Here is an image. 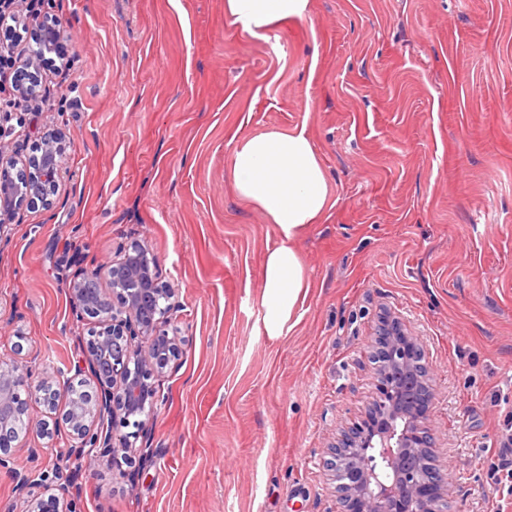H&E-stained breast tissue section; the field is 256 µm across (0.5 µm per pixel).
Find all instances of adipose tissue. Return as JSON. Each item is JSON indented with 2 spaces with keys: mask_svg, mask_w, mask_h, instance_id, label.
<instances>
[{
  "mask_svg": "<svg viewBox=\"0 0 512 512\" xmlns=\"http://www.w3.org/2000/svg\"><path fill=\"white\" fill-rule=\"evenodd\" d=\"M311 0H224V14L244 34L259 36L310 15ZM230 175L236 192L261 210L277 238L262 264V325L266 336L286 335L308 291L297 241L330 207L319 153L306 128L269 129L238 139Z\"/></svg>",
  "mask_w": 512,
  "mask_h": 512,
  "instance_id": "ef3b65f1",
  "label": "adipose tissue"
}]
</instances>
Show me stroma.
<instances>
[{
    "label": "stroma",
    "mask_w": 512,
    "mask_h": 512,
    "mask_svg": "<svg viewBox=\"0 0 512 512\" xmlns=\"http://www.w3.org/2000/svg\"><path fill=\"white\" fill-rule=\"evenodd\" d=\"M73 33L44 71L19 159L70 141L53 208L0 235V353L67 369L64 261L148 244L180 289L144 474L82 472L81 512H339L323 466L375 392L382 314L419 336L448 512H512V0H311L241 33L224 0H50ZM306 125L333 205L299 240L310 288L259 327L264 214L233 189L235 139Z\"/></svg>",
    "instance_id": "1"
}]
</instances>
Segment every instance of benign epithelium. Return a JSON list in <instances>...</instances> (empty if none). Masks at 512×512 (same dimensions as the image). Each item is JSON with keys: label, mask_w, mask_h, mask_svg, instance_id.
<instances>
[{"label": "benign epithelium", "mask_w": 512, "mask_h": 512, "mask_svg": "<svg viewBox=\"0 0 512 512\" xmlns=\"http://www.w3.org/2000/svg\"><path fill=\"white\" fill-rule=\"evenodd\" d=\"M40 55L18 62L30 83L18 84L16 94L36 102L41 96L42 61L54 54L63 38L58 21L36 25ZM18 136L0 129V232L19 217L23 207L41 203L50 208L67 176L65 138L56 132L44 138L40 154L21 164L16 158ZM68 281L76 317L89 326L82 357L57 372V380H36L32 370L8 354L0 355V413L25 392L28 398L54 410L73 380L86 376L92 391L86 401L75 400L63 411L60 424L69 437L65 453L54 464L60 483L47 486L32 479L33 469L19 468L10 454L12 444L0 445V469L14 474L18 512H76L78 473L103 462L128 465L147 462L144 447H136L123 428L145 427L157 405L161 377L179 354V338L166 324L179 308L178 289L162 279L157 257L136 245L106 265L87 267L74 256ZM106 281L96 295L85 284ZM376 336L383 337L388 359L376 370V392L361 422L345 431L325 460L336 471V449L347 442L360 463L348 471L338 493L341 512H447V482L419 481L402 463L409 448L433 450L427 416L433 395L407 409L402 402L412 381L428 378L430 367L423 346L398 318L381 317Z\"/></svg>", "instance_id": "obj_1"}]
</instances>
